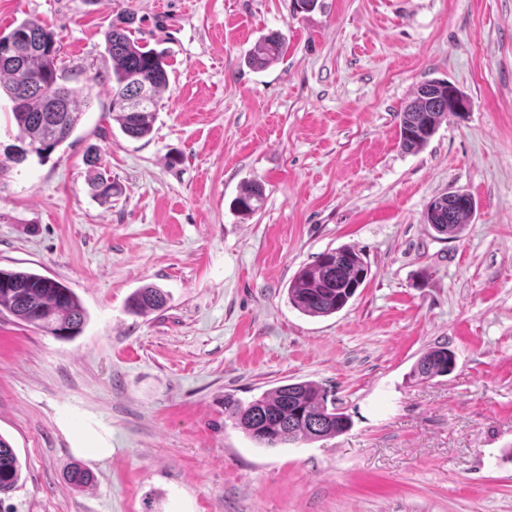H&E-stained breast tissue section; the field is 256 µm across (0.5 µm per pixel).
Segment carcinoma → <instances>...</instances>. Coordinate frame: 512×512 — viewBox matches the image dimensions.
I'll use <instances>...</instances> for the list:
<instances>
[{
    "instance_id": "1",
    "label": "carcinoma",
    "mask_w": 512,
    "mask_h": 512,
    "mask_svg": "<svg viewBox=\"0 0 512 512\" xmlns=\"http://www.w3.org/2000/svg\"><path fill=\"white\" fill-rule=\"evenodd\" d=\"M132 18L123 13L106 33L111 61L110 110L121 131L130 138L149 136L157 120L161 93L168 87L165 51L131 38ZM284 48L278 32L264 36L249 57V64L263 69L276 61ZM61 46L46 26L24 20L0 32V92L12 102V116L20 138L31 151L50 153L75 132L82 112V90L67 88L60 103L50 91L65 85ZM399 146L407 153L422 150L448 118V81L430 80L417 87L412 100L397 113ZM94 197L112 198L116 186L103 168L102 158L90 155ZM263 188L250 183L236 198L235 209L251 215L263 201ZM475 200H450V193L432 198L424 220L437 234L458 238L475 211ZM370 276L368 264L350 247H339L317 256L300 268L288 283V303L301 313L326 317L341 311ZM166 295L154 286L137 289L128 299L133 315L161 311ZM0 314L33 325L54 337L70 339L82 332L88 314L78 296L64 283L33 271L0 269ZM455 367L445 347L421 355L411 375L423 380L444 376ZM224 417L261 448H286L346 432L349 415L339 411L329 391L312 381L275 387L245 403L224 397ZM21 479V464L10 444L0 436V494L13 490Z\"/></svg>"
}]
</instances>
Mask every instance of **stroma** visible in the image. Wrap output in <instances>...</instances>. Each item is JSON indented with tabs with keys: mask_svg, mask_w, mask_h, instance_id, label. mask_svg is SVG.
<instances>
[{
	"mask_svg": "<svg viewBox=\"0 0 512 512\" xmlns=\"http://www.w3.org/2000/svg\"><path fill=\"white\" fill-rule=\"evenodd\" d=\"M123 11L169 63L142 139L109 110ZM26 19L89 95L67 142L20 163L0 95V268L64 282L88 321L64 340L0 315V436L22 465L0 512H512V0H0L1 31ZM272 31L283 54L252 68ZM431 79L470 110L403 152L396 114ZM451 188L477 208L441 239L424 213ZM340 246L369 279L331 316L293 308L292 276ZM146 284L167 306L127 313ZM434 346L454 370L413 379ZM300 381L350 430L261 448L224 417L226 395ZM89 163L93 173L89 182L92 194L102 201H107L112 198V191H116V186L112 183L111 178L107 176V170L103 168L102 158L97 151L90 155ZM263 196L262 185L258 182H251L236 198L235 209L244 215L254 214L261 207Z\"/></svg>",
	"mask_w": 512,
	"mask_h": 512,
	"instance_id": "35a3bbf8",
	"label": "stroma"
}]
</instances>
